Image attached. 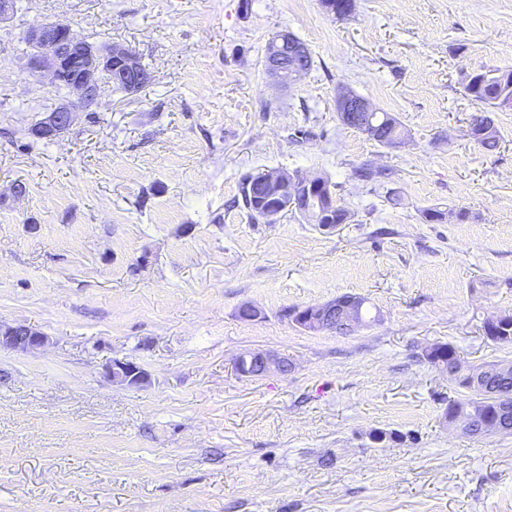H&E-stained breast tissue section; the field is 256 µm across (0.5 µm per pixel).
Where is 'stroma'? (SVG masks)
I'll return each mask as SVG.
<instances>
[{
	"instance_id": "1",
	"label": "stroma",
	"mask_w": 512,
	"mask_h": 512,
	"mask_svg": "<svg viewBox=\"0 0 512 512\" xmlns=\"http://www.w3.org/2000/svg\"><path fill=\"white\" fill-rule=\"evenodd\" d=\"M58 19L154 80L35 142L69 91L28 73L25 33ZM284 30L313 58L287 87L264 68ZM484 66L512 70V0H23L0 25V323L49 342L0 351V512H512V433L450 426L464 391L422 357L512 361L484 332L512 314V108L484 152L462 84ZM344 88L406 144L343 126ZM270 169L328 176L350 222H251L233 201ZM344 294L368 309L351 334L281 315ZM249 351L291 369L243 377ZM116 358L148 383L106 380Z\"/></svg>"
}]
</instances>
